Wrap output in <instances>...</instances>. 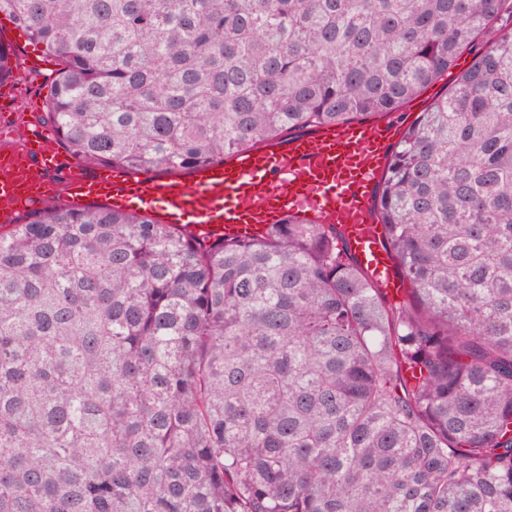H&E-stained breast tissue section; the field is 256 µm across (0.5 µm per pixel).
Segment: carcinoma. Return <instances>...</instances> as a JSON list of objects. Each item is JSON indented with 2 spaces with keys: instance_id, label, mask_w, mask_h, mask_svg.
Segmentation results:
<instances>
[{
  "instance_id": "cac0c4a2",
  "label": "carcinoma",
  "mask_w": 512,
  "mask_h": 512,
  "mask_svg": "<svg viewBox=\"0 0 512 512\" xmlns=\"http://www.w3.org/2000/svg\"><path fill=\"white\" fill-rule=\"evenodd\" d=\"M61 146L172 174L421 113L334 224L202 241L109 206L0 224V512H512V0H0ZM462 68V66H458L450 71H448V77H444L430 85L426 88L417 98L403 105L395 112H390L388 114L382 115L380 117H374L369 119L370 121L379 120V121H387L394 125H398L400 132H402L407 126H409L415 119L418 117L420 112H423L425 108L431 103L433 98L440 94L445 85L452 81L453 76ZM452 73V74H451ZM400 132L398 137L393 142L396 143L400 138Z\"/></svg>"
}]
</instances>
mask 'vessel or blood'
Returning <instances> with one entry per match:
<instances>
[{
    "label": "vessel or blood",
    "mask_w": 512,
    "mask_h": 512,
    "mask_svg": "<svg viewBox=\"0 0 512 512\" xmlns=\"http://www.w3.org/2000/svg\"><path fill=\"white\" fill-rule=\"evenodd\" d=\"M395 135L385 123L324 126L309 137H292L243 150L221 162L198 166L190 181L135 176L119 168L57 182L66 157L42 141L24 149L30 180L14 176L18 160L0 156V223L53 203L101 199L116 209L132 206L158 213L166 224L208 240L254 239L291 214L336 225L359 267L392 300L403 296L397 261L385 245L373 213L372 190L387 164Z\"/></svg>",
    "instance_id": "obj_1"
}]
</instances>
